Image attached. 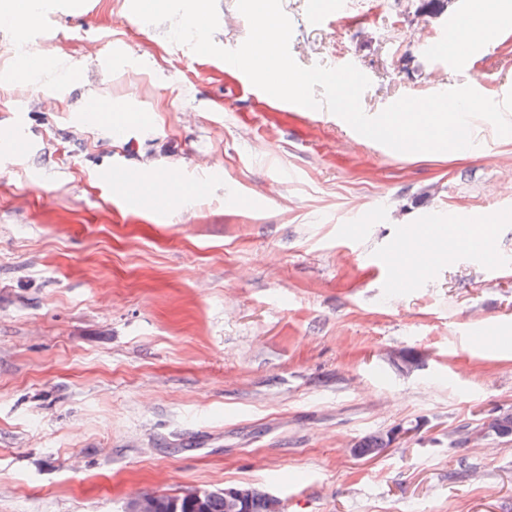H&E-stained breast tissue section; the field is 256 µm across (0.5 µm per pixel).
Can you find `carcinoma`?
<instances>
[{
    "label": "carcinoma",
    "instance_id": "obj_1",
    "mask_svg": "<svg viewBox=\"0 0 512 512\" xmlns=\"http://www.w3.org/2000/svg\"><path fill=\"white\" fill-rule=\"evenodd\" d=\"M410 14L417 19L421 16H438L451 7V0H414L408 4ZM488 433L507 437L512 435V413L504 412L493 419ZM386 440L381 435H372L364 439L356 452L365 457H373L384 448ZM141 499L156 504L154 512H167L175 501L179 502L181 512H281L279 501L262 494H255L246 504L241 505L228 492L213 490H192L180 496L146 493Z\"/></svg>",
    "mask_w": 512,
    "mask_h": 512
}]
</instances>
